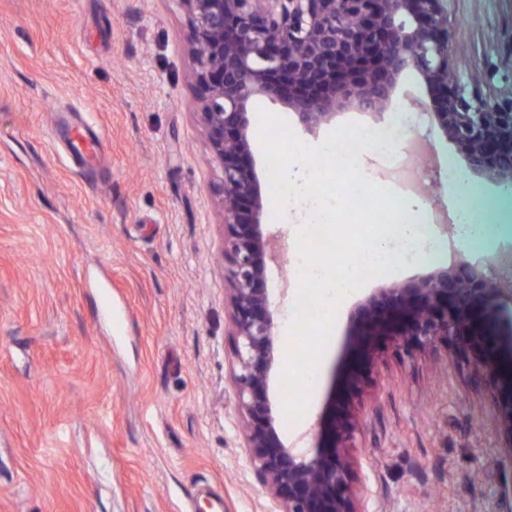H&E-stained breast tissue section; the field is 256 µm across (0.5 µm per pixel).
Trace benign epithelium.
I'll return each mask as SVG.
<instances>
[{"label":"benign epithelium","mask_w":512,"mask_h":512,"mask_svg":"<svg viewBox=\"0 0 512 512\" xmlns=\"http://www.w3.org/2000/svg\"><path fill=\"white\" fill-rule=\"evenodd\" d=\"M188 17L187 43L200 95V119L223 171L224 304L232 344L229 382L249 474L272 512H370L373 491L353 453L365 426L361 408L380 387L350 369L309 451L283 443L270 399L278 371L280 312L270 299L267 261L282 245L266 233L263 183L256 167L249 108L278 101L307 133L345 111L379 117L402 75L417 73L432 116L479 178L512 184V83L490 87L493 73L461 68L450 0H177ZM506 282L465 259L402 283H386L350 312L345 350L357 356L370 339L406 356L448 363L481 344L472 361L494 398L476 428L502 436L493 449L497 512H512V329L496 338L476 321H497Z\"/></svg>","instance_id":"1"}]
</instances>
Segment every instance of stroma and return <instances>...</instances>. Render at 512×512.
Segmentation results:
<instances>
[{"label":"stroma","mask_w":512,"mask_h":512,"mask_svg":"<svg viewBox=\"0 0 512 512\" xmlns=\"http://www.w3.org/2000/svg\"><path fill=\"white\" fill-rule=\"evenodd\" d=\"M457 45L497 67L512 36V0H454ZM187 17L176 0H0V512H268L245 467L228 379L222 213L198 112ZM101 142L77 167L65 146L75 127ZM428 148L436 202L428 211L440 262L399 266L411 279L459 258L512 252V186L473 178L458 198L448 168H465L427 114L387 149L363 148L362 175L387 194L416 191L397 176L410 143ZM464 206L487 238L463 241ZM287 235L273 282L299 286L298 217L266 209ZM121 306L103 316L102 299ZM349 295L318 366L306 425L281 419L284 440L312 434L344 353ZM471 353L446 368L421 356L384 357L380 400L359 455L373 512H493L484 475L492 427L466 407L479 379Z\"/></svg>","instance_id":"obj_1"}]
</instances>
